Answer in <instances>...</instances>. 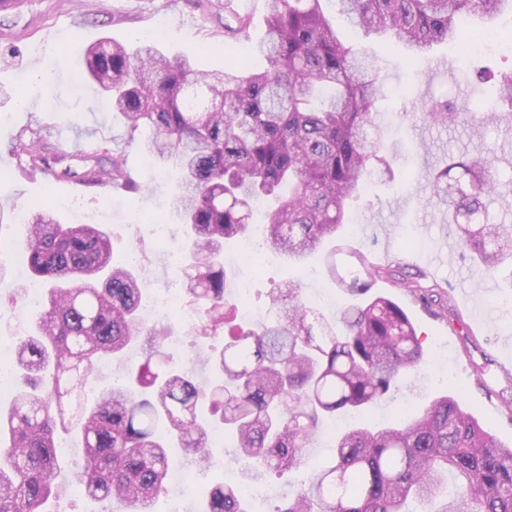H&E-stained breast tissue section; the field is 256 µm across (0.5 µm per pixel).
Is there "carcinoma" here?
<instances>
[{
    "label": "carcinoma",
    "instance_id": "obj_1",
    "mask_svg": "<svg viewBox=\"0 0 512 512\" xmlns=\"http://www.w3.org/2000/svg\"><path fill=\"white\" fill-rule=\"evenodd\" d=\"M266 36L253 52L260 70L232 63L201 70L169 56L155 39L129 47L107 38L85 49L88 77L143 152L181 180L166 214L185 226L176 243L189 303L203 307L197 336L224 333L200 381L167 349L168 323L140 311L145 278L99 224H63L42 203L11 217L29 270L46 287V306L29 321L11 359L15 394L0 410V512H50L65 491L56 435L78 433L84 466L74 482L116 504L108 512H149L168 486L170 449L207 459L219 419L233 437L245 477L300 466L321 416L360 414L386 397L423 357L416 329L395 302L375 297L328 321L291 284L272 298L276 319L260 328L226 327L236 303L225 295L224 240L249 238L253 204L269 200L264 246L300 262L340 234L345 207L392 172L375 103L382 81L360 49L333 26L322 0H266ZM350 24L402 48L410 65L441 42L458 44L465 15H512V0H337ZM252 18L234 14L224 34L248 36ZM496 80L490 116L512 120V72ZM434 123L457 112L422 105ZM58 179L127 187L118 159L29 151ZM498 152L463 157L439 171L433 194L448 223L491 277L512 258V232L487 216L484 199L512 205L498 179ZM327 272L352 295L367 291L364 262ZM137 348L141 362L123 379L87 395L97 364ZM457 483L445 487L448 475ZM201 512H251L231 483L203 488ZM443 499L437 512H512V447L485 429L453 393L421 415L382 429L367 422L335 439L331 460L274 512H407L409 501Z\"/></svg>",
    "mask_w": 512,
    "mask_h": 512
}]
</instances>
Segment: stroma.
<instances>
[{
	"mask_svg": "<svg viewBox=\"0 0 512 512\" xmlns=\"http://www.w3.org/2000/svg\"><path fill=\"white\" fill-rule=\"evenodd\" d=\"M15 0L0 11V87H36L25 105L0 104V207L24 208L52 202L61 220L85 214L93 223L109 227L114 238L134 254L142 266L147 292L144 313L165 288L181 285L171 236L147 224L148 215L164 210L173 191L176 171L160 173L151 167L139 143L129 141L123 121L109 111L97 87L83 72L79 47L110 37L133 39L153 30L167 53L193 55L200 67L223 68L236 39L225 36L229 11L250 15L251 43L264 36L266 0ZM324 8L336 29L357 42L375 59L383 77V95L376 104L378 121L386 130L384 146L396 150L394 178L375 183L355 202L349 218L359 227L344 233L336 245L363 257L378 277L371 279L368 297L395 301L414 323L425 360L410 374L408 385L371 410L373 423L384 427L419 414L428 399L454 389L503 444H512V317L500 306L512 297V261H504L494 277L481 276L463 257L453 228L448 227L433 197L431 178L444 167L449 154L471 157L506 134L502 125L483 128L474 137L468 119L445 127L424 120L417 107L431 99L466 105L471 112H490L497 104L495 83H473L474 65L512 69V48L462 57L454 44L434 46L415 67H408L402 50L381 38L353 28L338 13L336 0ZM34 141L52 151L76 150L110 161L122 154L133 182L122 189L74 180H58L49 173L29 174L28 157L13 150L17 141ZM228 294L249 281V301L256 311L254 324L269 317V292L287 287L297 265L267 254L262 265L246 270L225 264ZM416 280L413 288L395 284V277ZM193 311L172 317L175 332L168 343L174 357L207 376V358L222 337L194 339L189 332Z\"/></svg>",
	"mask_w": 512,
	"mask_h": 512,
	"instance_id": "35a3bbf8",
	"label": "stroma"
}]
</instances>
